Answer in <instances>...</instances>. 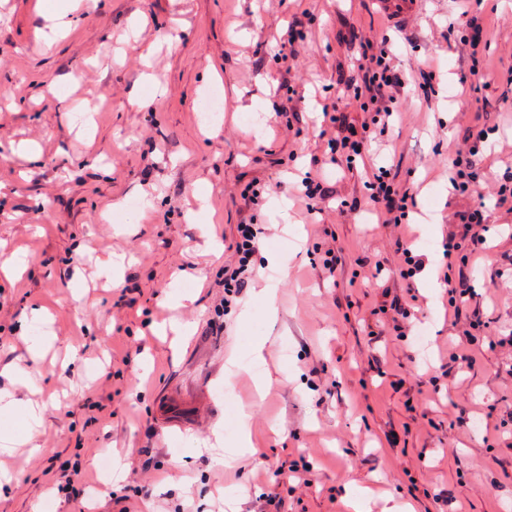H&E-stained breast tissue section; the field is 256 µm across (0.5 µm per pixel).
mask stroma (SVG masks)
<instances>
[{"mask_svg":"<svg viewBox=\"0 0 512 512\" xmlns=\"http://www.w3.org/2000/svg\"><path fill=\"white\" fill-rule=\"evenodd\" d=\"M470 10L489 27L488 67H511L512 0H472ZM461 12L456 0H416L394 24L371 0H80L48 45L39 0H0V253L20 248L27 260L21 278L0 275V370L27 364L38 391L15 395L43 409L39 452L0 455L12 476L0 512H258L270 492L284 512H352L360 487L368 512H438L443 489L456 512H512V450L494 430L503 420L512 431L494 407L512 401L500 355L477 343L463 372L440 370L459 342L442 273L453 213L485 203L491 252L512 249V213L486 194L512 165V86L496 80L477 102L462 97L467 58L441 36ZM302 14L300 120L286 135L273 112L275 56ZM348 21L390 37L399 69L428 64L439 80L429 102L411 98L372 133L355 169L324 162L336 197L311 215L296 190L323 154L322 105L358 65L339 42ZM212 93L224 108L207 113ZM480 110L491 132L475 193L462 198L443 189L448 158ZM381 166L415 189L428 232L340 213ZM257 181L280 188L251 209L254 277L228 306L240 193ZM203 204L212 223H190ZM399 238L425 261L411 281L399 274ZM328 250L339 258L331 278ZM119 255L115 287L97 263ZM469 274L467 309L491 318V332H512V271L490 259ZM267 285L270 307L257 297ZM385 287L416 296L407 336L379 310ZM176 289L199 296L174 309ZM35 307L49 311L55 340L31 364L27 347L42 331L19 324ZM174 318L191 323L190 336L153 333ZM258 378L270 383L259 402ZM248 405L255 449L226 462Z\"/></svg>","mask_w":512,"mask_h":512,"instance_id":"35a3bbf8","label":"stroma"}]
</instances>
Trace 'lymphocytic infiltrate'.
<instances>
[{
    "label": "lymphocytic infiltrate",
    "instance_id": "f902f5d3",
    "mask_svg": "<svg viewBox=\"0 0 512 512\" xmlns=\"http://www.w3.org/2000/svg\"><path fill=\"white\" fill-rule=\"evenodd\" d=\"M486 38L485 29L477 17L466 20L459 42L471 64L467 73L460 76L461 85L474 88L481 81L492 78V71L483 67L481 62ZM345 39L358 52L359 64L356 71L342 82V103L323 104L324 121L320 137L330 157H344L347 167L351 168L357 157L365 153L372 127L387 124L394 113L403 111L412 80H430L434 72L424 68L410 73L397 69L386 45L378 43L371 33L364 30L350 29ZM354 110L364 113L362 123L351 119L350 113ZM474 138V126H467L463 144L455 149L450 161L452 182L464 196L470 192L473 168L482 162L473 144ZM365 188V199L352 200L348 208L353 212L369 211L376 215L378 223H407L410 213L418 209L415 191L397 185L386 168H379L373 173ZM455 218L457 230L445 238L444 256L448 262L457 261L466 266L487 249L485 208L481 205L470 207L456 212ZM238 233L239 239L235 243L238 264L224 272V301L228 304L242 296L250 274V257L257 247L258 231L251 221L241 222ZM443 279L448 285V307L452 311L453 328L465 342L477 341L489 323L480 312L467 315L461 308L463 299L473 292L470 276L463 272L455 276L447 273Z\"/></svg>",
    "mask_w": 512,
    "mask_h": 512
}]
</instances>
